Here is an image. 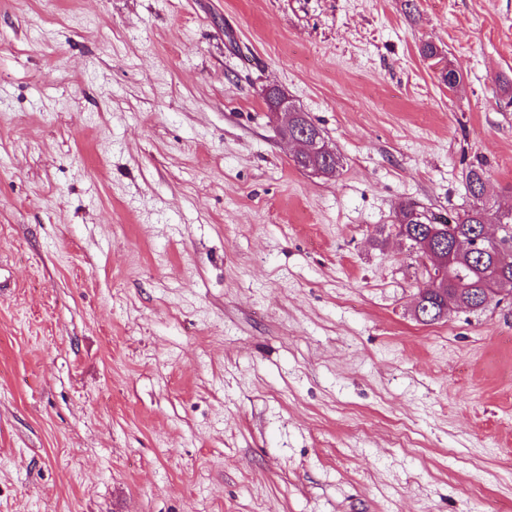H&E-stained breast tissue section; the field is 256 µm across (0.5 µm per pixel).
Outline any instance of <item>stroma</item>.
I'll use <instances>...</instances> for the list:
<instances>
[{"mask_svg":"<svg viewBox=\"0 0 512 512\" xmlns=\"http://www.w3.org/2000/svg\"><path fill=\"white\" fill-rule=\"evenodd\" d=\"M511 96L512 0H0V512H512V300L376 241ZM298 136L305 141V146H306L307 152H309L311 149L318 150L320 153L326 155L327 157L329 155L336 156V161L333 157H330L331 163L328 164L325 156L319 157V156H313L311 154H307V155L300 154V155L295 156L294 162H295L296 166H298L299 168H301L303 170H312L314 172L316 171L317 167H323V169L325 171L329 169L330 172L332 173L333 169H334V165L336 164V172H337V169L340 165V162L338 160L339 157L337 156V154L334 151L330 150L326 146L324 141H321L319 143L317 141H314V143L312 144V141H311L307 131H305L301 134H298Z\"/></svg>","mask_w":512,"mask_h":512,"instance_id":"obj_1","label":"stroma"}]
</instances>
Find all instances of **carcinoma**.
I'll use <instances>...</instances> for the list:
<instances>
[{"instance_id": "cac0c4a2", "label": "carcinoma", "mask_w": 512, "mask_h": 512, "mask_svg": "<svg viewBox=\"0 0 512 512\" xmlns=\"http://www.w3.org/2000/svg\"><path fill=\"white\" fill-rule=\"evenodd\" d=\"M296 166L303 170L321 167L332 170L339 161H327L326 157L295 156ZM486 171L478 165L469 168L466 174V190L471 199L469 208L446 213L426 209L417 202L402 205L395 215V231L415 248L421 256V246L429 241L442 257H449L448 293L440 294L435 288L419 292L422 306L429 313L422 323L433 324L448 319L456 309L481 311L496 294L489 293V277L500 279V294L512 296V246L504 243L473 248L481 238L485 224H501L512 227V213L491 211L484 202Z\"/></svg>"}]
</instances>
